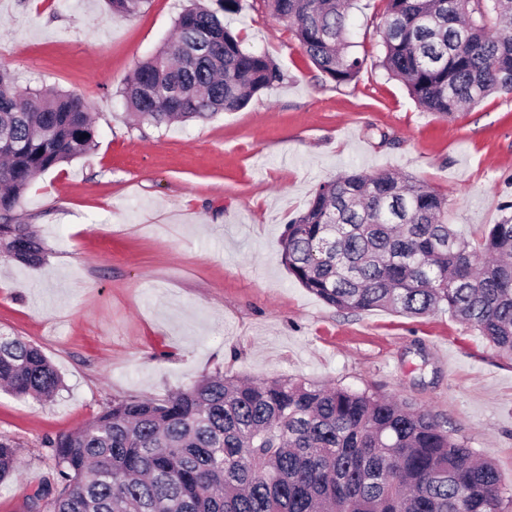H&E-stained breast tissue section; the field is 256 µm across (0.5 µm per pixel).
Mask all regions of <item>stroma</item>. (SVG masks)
Masks as SVG:
<instances>
[{"label":"stroma","mask_w":512,"mask_h":512,"mask_svg":"<svg viewBox=\"0 0 512 512\" xmlns=\"http://www.w3.org/2000/svg\"><path fill=\"white\" fill-rule=\"evenodd\" d=\"M189 5L146 0L121 17L106 0H0V67L19 87L82 95L97 130L96 147L38 176L16 211L44 261L0 258V333L38 346L63 380L49 402L0 391V435L20 465L0 512H27L51 478L45 438L217 370L410 401L498 467L512 512V360L444 310L330 307L281 259L316 186L354 170L427 183L447 195L449 223L478 238L512 202V96L452 121L419 108L380 65L385 0H354L348 40L363 64L336 85L263 0H246L230 27L283 80L208 121L137 122L120 91Z\"/></svg>","instance_id":"35a3bbf8"}]
</instances>
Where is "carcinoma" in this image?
<instances>
[{"label": "carcinoma", "instance_id": "obj_1", "mask_svg": "<svg viewBox=\"0 0 512 512\" xmlns=\"http://www.w3.org/2000/svg\"><path fill=\"white\" fill-rule=\"evenodd\" d=\"M195 4L140 63L122 96L155 126L235 112L283 79L224 15ZM336 84L357 79L353 0H264ZM381 66L426 112L452 120L512 95V0H386ZM96 128L69 92L18 88L0 68V255L25 266L46 249L15 210L40 174L89 153ZM448 198L395 170L319 183L282 240L288 272L324 303L408 316L446 309L512 359V215L476 241L447 224ZM0 386L47 401L62 380L40 348L0 335ZM52 479L30 512H503L505 478L426 410L378 392L220 371L161 401L118 399L46 442ZM0 435V482L18 475Z\"/></svg>", "mask_w": 512, "mask_h": 512}]
</instances>
